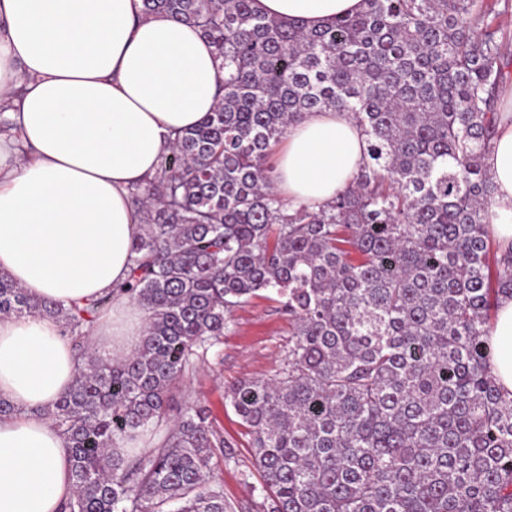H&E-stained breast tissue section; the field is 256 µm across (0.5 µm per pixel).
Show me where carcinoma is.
I'll use <instances>...</instances> for the list:
<instances>
[{"instance_id": "obj_1", "label": "carcinoma", "mask_w": 512, "mask_h": 512, "mask_svg": "<svg viewBox=\"0 0 512 512\" xmlns=\"http://www.w3.org/2000/svg\"><path fill=\"white\" fill-rule=\"evenodd\" d=\"M252 0H142L199 28L222 61L216 107L177 137L145 188L127 293L147 315L112 361L84 332L111 301L34 299L0 271V316L61 322L73 384L38 414L71 448L61 512H251L210 481L224 447L173 385L260 292L288 317L273 379L225 391L251 436L265 512H512V396L492 374L512 246L494 233L485 158L505 95L509 0H362L329 26ZM343 111L367 161L327 204L274 187L288 128ZM143 448L116 450L123 440Z\"/></svg>"}]
</instances>
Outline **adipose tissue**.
I'll return each mask as SVG.
<instances>
[{
	"label": "adipose tissue",
	"mask_w": 512,
	"mask_h": 512,
	"mask_svg": "<svg viewBox=\"0 0 512 512\" xmlns=\"http://www.w3.org/2000/svg\"><path fill=\"white\" fill-rule=\"evenodd\" d=\"M361 0H254L259 13L315 28ZM141 0H0V270L28 295L64 305L111 294L89 346L120 360L145 329L124 281L141 229L130 193L154 175L179 133L218 101L221 62L197 27L142 17ZM366 142L345 112L291 126L275 187L295 204L329 202L364 164ZM497 186L495 233L512 243V124L486 158ZM493 371L512 392V300L490 336ZM70 341L39 314L0 317V512H60L73 486L71 450L42 417L70 388Z\"/></svg>",
	"instance_id": "obj_1"
}]
</instances>
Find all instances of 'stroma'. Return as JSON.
Instances as JSON below:
<instances>
[{
    "mask_svg": "<svg viewBox=\"0 0 512 512\" xmlns=\"http://www.w3.org/2000/svg\"><path fill=\"white\" fill-rule=\"evenodd\" d=\"M277 302L258 296L237 308L231 331L204 362L189 370L178 383L177 402L208 409L214 426L223 432L226 449L211 462L213 477L233 504L259 500V475L252 465L250 438L239 417L224 398L225 386L242 378H271L288 350V321Z\"/></svg>",
    "mask_w": 512,
    "mask_h": 512,
    "instance_id": "35a3bbf8",
    "label": "stroma"
}]
</instances>
